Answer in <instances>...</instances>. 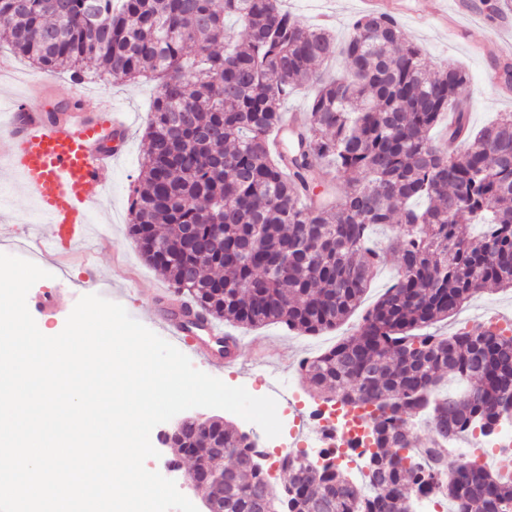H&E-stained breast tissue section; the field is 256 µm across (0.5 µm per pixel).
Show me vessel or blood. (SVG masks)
<instances>
[{
	"instance_id": "b4317fda",
	"label": "vessel or blood",
	"mask_w": 512,
	"mask_h": 512,
	"mask_svg": "<svg viewBox=\"0 0 512 512\" xmlns=\"http://www.w3.org/2000/svg\"><path fill=\"white\" fill-rule=\"evenodd\" d=\"M49 85L48 79L33 78L19 97L0 98V107L8 112L6 129L0 132V158L19 174L23 189L39 208L41 222L28 241L29 251L56 255L77 247L86 234L90 210L103 204L113 156L106 145L113 133H126L128 123L108 97L99 99L92 114L67 100L30 110V98ZM157 324L205 363L218 360L206 339L219 335L220 329L199 322L190 304L181 301L159 308Z\"/></svg>"
}]
</instances>
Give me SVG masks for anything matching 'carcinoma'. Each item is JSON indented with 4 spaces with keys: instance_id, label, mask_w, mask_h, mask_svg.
I'll return each instance as SVG.
<instances>
[{
    "instance_id": "carcinoma-1",
    "label": "carcinoma",
    "mask_w": 512,
    "mask_h": 512,
    "mask_svg": "<svg viewBox=\"0 0 512 512\" xmlns=\"http://www.w3.org/2000/svg\"><path fill=\"white\" fill-rule=\"evenodd\" d=\"M246 31L238 39L226 20ZM0 38L47 73L158 82L131 204L141 256L188 295L198 318L317 335L359 307L386 252L373 229L392 230L400 256L392 286L355 335L305 370L326 403L372 407L378 474L365 512H415L417 409L449 415L450 435L491 431L512 416V335L482 327L434 340L422 333L494 283L512 288V113L473 134L456 114L448 157L431 131L454 111L468 74L426 68L388 15L354 20L341 41L310 28L280 0H0ZM340 57L345 69L319 67ZM314 93L288 147L271 137L298 86ZM327 161L346 190L316 176ZM465 382L439 393L444 375ZM425 459L459 512H512V475L447 463L432 420ZM166 441L195 467L224 470L210 512H257L269 485L249 465L255 443L219 419L186 422ZM231 464H226V460ZM288 494L274 512H349L360 494L336 466L281 461Z\"/></svg>"
}]
</instances>
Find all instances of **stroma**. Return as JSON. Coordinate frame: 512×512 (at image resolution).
I'll use <instances>...</instances> for the list:
<instances>
[{
	"instance_id": "35a3bbf8",
	"label": "stroma",
	"mask_w": 512,
	"mask_h": 512,
	"mask_svg": "<svg viewBox=\"0 0 512 512\" xmlns=\"http://www.w3.org/2000/svg\"><path fill=\"white\" fill-rule=\"evenodd\" d=\"M283 9L297 16L304 23L319 25L321 13L334 16L331 29L337 38H344L349 24L359 15L358 0H281ZM408 9L400 21L406 41L417 44L430 70H440L447 61H455L469 75V90L472 97L470 120L473 127L479 128L494 120L499 113L512 112V82H501L492 86L485 80V72L490 68L501 67L505 61L499 52L497 42L490 41L481 47H473L465 39L449 29H441L429 21L437 6L436 0H404ZM54 96L64 99L72 93L82 94L86 111H94L98 98H111L117 106L131 112L133 125L122 143L116 144L117 159L112 171V182L107 188V202L93 215L92 228L95 236L83 244L84 250L93 254V262L103 277H111L114 267H122L131 276L132 292L123 306L128 314L145 327H152L153 299L157 289L167 287V279L148 265L137 247L128 236V203L137 183L143 154L147 149L146 130L151 118L154 86L141 81L112 82L84 81L73 82L68 74L55 76ZM4 219L14 227L15 236L27 238L39 222L37 208L23 191L17 176L0 171V220ZM399 257L388 253L384 266L373 281L365 296L360 311L354 312L346 321L332 329L335 338H343L355 333L363 310L369 309L397 275ZM42 269L48 271V278L37 281L29 290V297L43 294L62 296L58 305L45 308L30 307L29 312L38 328L60 333L66 320L81 296L80 282L86 279L87 272L79 266L59 268L53 262L41 261ZM493 314L500 312L512 316V289H489L466 302L456 315L436 323L430 332L446 335L461 327L462 318L476 313ZM229 333L240 339L236 353L238 366L247 367V374H238L236 368L215 370L204 366L207 374L217 375L231 386H242L255 396H269L273 391L282 392L305 390L303 377L297 376L290 365L285 364V356L303 354L310 344L309 336L286 332L280 325L260 327L229 326ZM164 425H157L151 432V443L157 450V457L147 459V470L159 472L166 478L179 482L180 492L203 512L206 493L203 489L181 484L179 473L170 471L168 463L176 459V449L162 442Z\"/></svg>"
}]
</instances>
